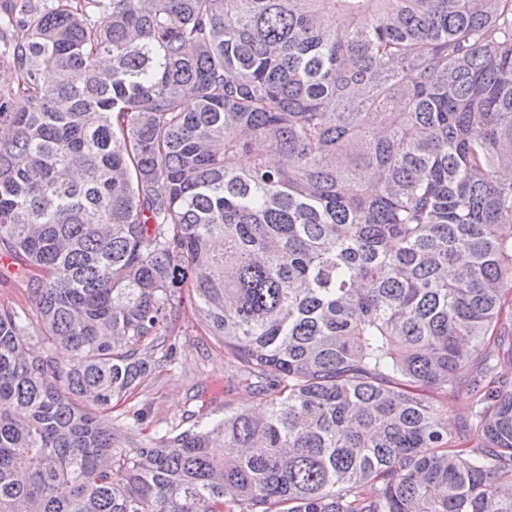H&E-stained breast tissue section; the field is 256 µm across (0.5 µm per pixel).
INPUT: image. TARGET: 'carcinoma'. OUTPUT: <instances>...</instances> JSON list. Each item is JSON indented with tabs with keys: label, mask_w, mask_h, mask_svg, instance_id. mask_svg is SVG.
Returning a JSON list of instances; mask_svg holds the SVG:
<instances>
[{
	"label": "carcinoma",
	"mask_w": 512,
	"mask_h": 512,
	"mask_svg": "<svg viewBox=\"0 0 512 512\" xmlns=\"http://www.w3.org/2000/svg\"><path fill=\"white\" fill-rule=\"evenodd\" d=\"M0 67V512H512V0H4ZM184 288L262 410L136 443ZM0 302L9 304L17 309H22L29 314L32 324L26 331L27 336H23V342L34 343L39 326L36 322L35 303L28 294L21 290V288L4 285L0 279ZM472 396L467 383H462L455 391L448 393L443 405L448 406L451 418L448 420V428L455 434L462 433L464 425L470 419L472 410Z\"/></svg>",
	"instance_id": "obj_1"
}]
</instances>
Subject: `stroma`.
Here are the masks:
<instances>
[{
    "label": "stroma",
    "instance_id": "stroma-1",
    "mask_svg": "<svg viewBox=\"0 0 512 512\" xmlns=\"http://www.w3.org/2000/svg\"><path fill=\"white\" fill-rule=\"evenodd\" d=\"M180 330L173 341L176 356L163 367L156 383L144 394L127 401L112 412L117 426L139 433L131 414L138 409L148 412V419L161 427L186 429L194 406V395L213 398L215 416H223L225 407L252 405L254 398L244 388L227 385L230 374L228 357L222 345L206 336L190 302L180 306Z\"/></svg>",
    "mask_w": 512,
    "mask_h": 512
}]
</instances>
